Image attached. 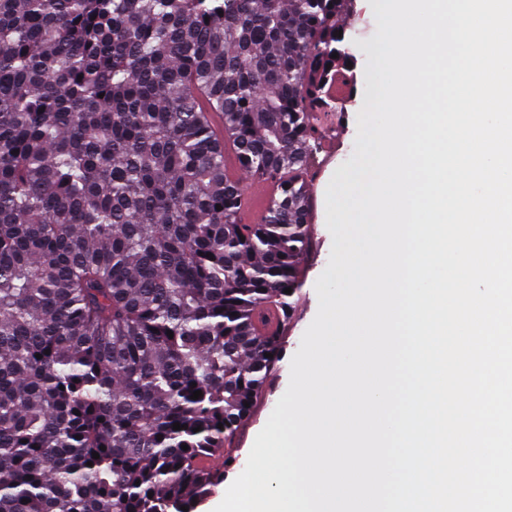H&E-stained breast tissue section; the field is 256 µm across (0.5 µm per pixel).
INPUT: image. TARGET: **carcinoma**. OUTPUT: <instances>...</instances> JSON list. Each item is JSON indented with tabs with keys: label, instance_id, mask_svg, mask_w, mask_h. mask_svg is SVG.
Returning <instances> with one entry per match:
<instances>
[{
	"label": "carcinoma",
	"instance_id": "carcinoma-1",
	"mask_svg": "<svg viewBox=\"0 0 512 512\" xmlns=\"http://www.w3.org/2000/svg\"><path fill=\"white\" fill-rule=\"evenodd\" d=\"M350 6L0 0V512H183L221 482L282 359L266 306L299 300ZM227 147L274 183L255 224Z\"/></svg>",
	"mask_w": 512,
	"mask_h": 512
}]
</instances>
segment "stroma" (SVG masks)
I'll return each mask as SVG.
<instances>
[{
    "label": "stroma",
    "instance_id": "1",
    "mask_svg": "<svg viewBox=\"0 0 512 512\" xmlns=\"http://www.w3.org/2000/svg\"><path fill=\"white\" fill-rule=\"evenodd\" d=\"M354 5L352 52L355 61L352 69V83L342 111L332 113L330 116L332 123L347 128L348 133L336 155L333 166L327 167L311 191V212L313 214V222L310 226L311 246L303 264L302 295L296 304L293 318L287 324L284 332L283 358L271 369L262 391L253 404L251 413L239 425L233 440L236 447L234 461L224 468L223 484L215 488L212 497H206L199 501L195 512H209L212 498L224 496L228 484L232 483L237 478L239 471L245 467L255 437L266 424L277 402L288 387L290 361L318 310L315 283L328 265L332 248V236L326 225V190L336 166L351 159L355 150L357 116L364 101L372 95L371 83L366 79L364 69L371 55L365 44L372 41L377 30L373 0H354Z\"/></svg>",
    "mask_w": 512,
    "mask_h": 512
}]
</instances>
